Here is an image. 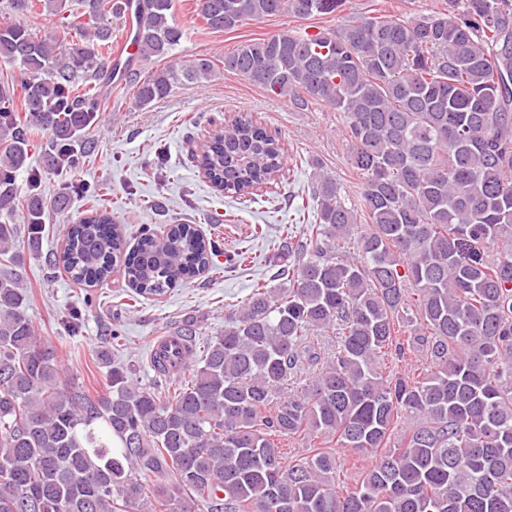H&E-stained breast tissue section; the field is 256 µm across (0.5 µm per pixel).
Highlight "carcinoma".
I'll use <instances>...</instances> for the list:
<instances>
[{
	"label": "carcinoma",
	"mask_w": 512,
	"mask_h": 512,
	"mask_svg": "<svg viewBox=\"0 0 512 512\" xmlns=\"http://www.w3.org/2000/svg\"><path fill=\"white\" fill-rule=\"evenodd\" d=\"M82 38L0 25V512H512V0H445L413 21L364 16L311 33L292 27L224 55V70L287 100L343 114L362 175L366 223L336 179L311 175L315 223L274 247L286 282L258 286L198 347L151 359L161 398L110 368L111 394L62 384L37 338L14 269L18 224L39 243L43 171L79 169L101 117L97 81L112 63L113 0H78ZM24 15L66 0H8ZM345 0H198L206 28L333 15ZM175 0H138L135 42L168 59L185 31ZM206 57L134 78L146 106L214 77ZM50 134L44 170L32 142ZM280 138L240 113L212 130L196 166L217 188L248 195L283 177ZM26 174V187L17 184ZM127 240L107 210L67 225L48 259L94 287L122 267L140 296L219 270L221 253L191 224ZM339 327L333 353L311 342ZM425 372H383V359ZM315 376L301 383L302 374ZM293 385L295 389L288 390ZM288 390L283 395L281 391ZM336 440L374 458L354 488L335 484L336 455L288 462L276 437ZM119 441L114 449L112 439Z\"/></svg>",
	"instance_id": "obj_1"
}]
</instances>
